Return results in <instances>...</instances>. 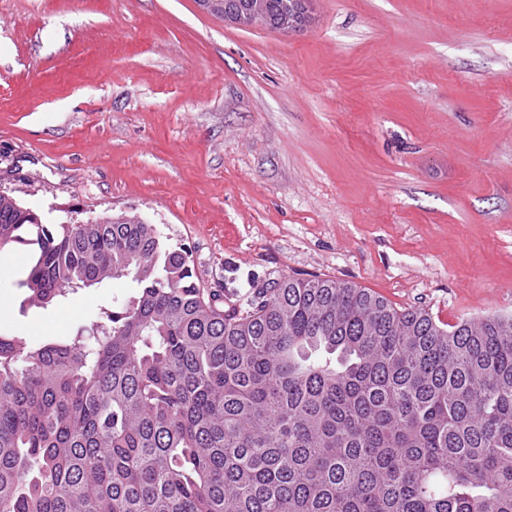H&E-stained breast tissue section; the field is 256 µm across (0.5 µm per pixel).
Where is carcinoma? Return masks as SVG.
I'll use <instances>...</instances> for the list:
<instances>
[{
	"label": "carcinoma",
	"mask_w": 512,
	"mask_h": 512,
	"mask_svg": "<svg viewBox=\"0 0 512 512\" xmlns=\"http://www.w3.org/2000/svg\"><path fill=\"white\" fill-rule=\"evenodd\" d=\"M15 244L30 306L141 275L72 336L0 334V512H512L511 315L294 276L226 310L156 225L52 228L1 191Z\"/></svg>",
	"instance_id": "carcinoma-1"
}]
</instances>
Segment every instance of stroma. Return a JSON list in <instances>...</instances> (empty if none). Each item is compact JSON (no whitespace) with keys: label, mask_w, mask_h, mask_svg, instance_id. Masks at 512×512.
Returning <instances> with one entry per match:
<instances>
[{"label":"stroma","mask_w":512,"mask_h":512,"mask_svg":"<svg viewBox=\"0 0 512 512\" xmlns=\"http://www.w3.org/2000/svg\"><path fill=\"white\" fill-rule=\"evenodd\" d=\"M0 190L157 225L225 305L331 277L441 322L512 314V0H313L285 36L197 0H0ZM0 333L69 336L121 277Z\"/></svg>","instance_id":"obj_1"}]
</instances>
